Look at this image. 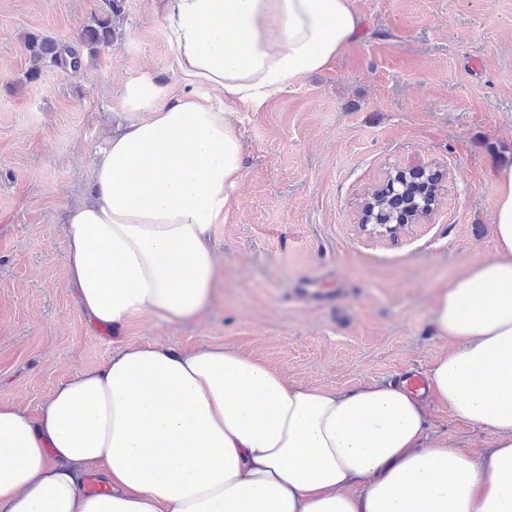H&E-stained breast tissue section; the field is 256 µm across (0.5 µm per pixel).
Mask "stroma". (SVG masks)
Masks as SVG:
<instances>
[{"label": "stroma", "instance_id": "stroma-1", "mask_svg": "<svg viewBox=\"0 0 512 512\" xmlns=\"http://www.w3.org/2000/svg\"><path fill=\"white\" fill-rule=\"evenodd\" d=\"M364 19L325 71L244 115V179L216 225L224 280L199 318L92 323L65 276L63 211L86 197L112 131L143 119L127 84L178 90L147 0L81 69L23 75L26 33L76 42L100 0H0V399L35 414L69 374L125 345L222 344L291 383L348 389L426 373L446 347L438 286L494 251V175L512 165V0H354ZM437 180L433 213L369 230L361 204L389 174ZM320 283L304 292L303 280ZM428 436L481 453L492 431L428 402Z\"/></svg>", "mask_w": 512, "mask_h": 512}]
</instances>
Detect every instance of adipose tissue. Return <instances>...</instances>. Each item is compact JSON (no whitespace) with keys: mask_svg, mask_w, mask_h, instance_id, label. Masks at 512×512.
<instances>
[{"mask_svg":"<svg viewBox=\"0 0 512 512\" xmlns=\"http://www.w3.org/2000/svg\"><path fill=\"white\" fill-rule=\"evenodd\" d=\"M179 94L127 88L147 111L97 154L64 212L66 277L98 326L175 325L217 294L212 243L244 178L242 115L324 70L362 32L353 0H150ZM491 257L440 286L447 350L428 387L492 429L473 455L427 434L405 381L289 384L224 345L121 347L61 381L36 414L0 400V512H512V166L495 173ZM97 473L105 488L82 491Z\"/></svg>","mask_w":512,"mask_h":512,"instance_id":"ef3b65f1","label":"adipose tissue"}]
</instances>
